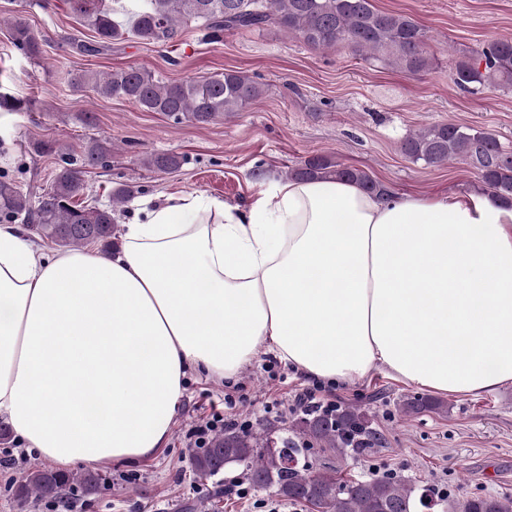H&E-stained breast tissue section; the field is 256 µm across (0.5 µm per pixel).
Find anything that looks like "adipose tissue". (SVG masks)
<instances>
[{
  "instance_id": "adipose-tissue-1",
  "label": "adipose tissue",
  "mask_w": 512,
  "mask_h": 512,
  "mask_svg": "<svg viewBox=\"0 0 512 512\" xmlns=\"http://www.w3.org/2000/svg\"><path fill=\"white\" fill-rule=\"evenodd\" d=\"M120 238L49 251L0 223V417L59 468L151 457L190 372L268 354L327 385L512 384V208L490 197L282 180L244 208L144 202Z\"/></svg>"
}]
</instances>
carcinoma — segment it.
Segmentation results:
<instances>
[{
	"label": "carcinoma",
	"instance_id": "cac0c4a2",
	"mask_svg": "<svg viewBox=\"0 0 512 512\" xmlns=\"http://www.w3.org/2000/svg\"><path fill=\"white\" fill-rule=\"evenodd\" d=\"M71 7L96 34L93 41L74 39L73 47L81 55L95 56L125 36L169 45L176 41L181 26L194 21L205 32V39L213 42L220 41L227 30L274 24L288 37L315 49L347 45L367 61L383 62L412 74L432 67V56L425 50V28L407 15L377 10L372 0H145L131 13L106 9L99 0H71ZM11 38L25 57L42 55V39L23 22L12 23ZM450 78L468 92L512 88V39H497L463 56ZM70 82L78 91L124 98L145 112H159L176 123L192 124H209L263 94L257 81L235 71L172 83L130 67L100 75L83 71L73 74ZM32 147L40 154L58 156V168L49 186L36 197L0 170V223L19 220L40 237L64 247L99 243L112 248L116 214L132 196V187L115 188L112 205L107 208L78 201L84 194L88 170L109 165L112 144L91 138L77 154L54 139H36ZM401 151L412 162L427 167L464 160L491 197L512 207V150L504 149L491 133L452 122L435 123L406 136ZM139 163L152 171H172L180 168L183 157L154 153L139 158ZM288 177L344 179L368 192L385 190L364 171L325 155L304 160L288 171ZM437 408L419 397L399 401V409L406 415ZM290 432L285 446L296 456L317 446L346 459L371 452L375 440L367 412L353 405H338L331 412L306 410L293 419ZM273 438L275 431L270 427L247 432L228 426L213 436L207 448L193 455L192 466L205 477L216 476L227 466H240L257 487L271 489L286 500L305 502L312 512H419L431 503L436 512H512L511 496L474 494L460 501L389 474L349 479L340 469L318 467L312 462L289 469L281 454L265 451ZM100 480V474L91 471L60 473L35 464L16 494L22 500H55L66 488L94 490Z\"/></svg>",
	"mask_w": 512,
	"mask_h": 512
}]
</instances>
